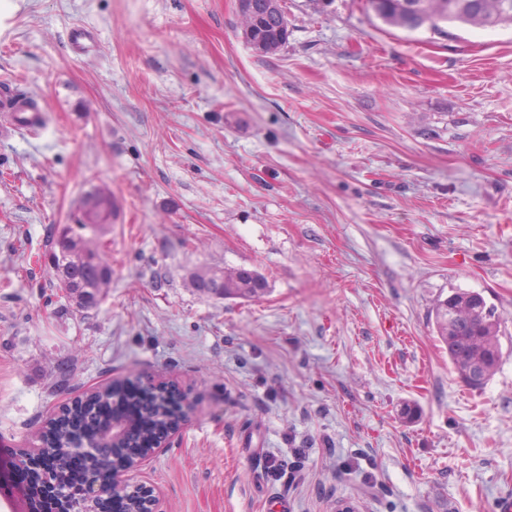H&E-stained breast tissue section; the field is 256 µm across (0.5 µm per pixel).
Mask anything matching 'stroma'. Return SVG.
<instances>
[{"label": "stroma", "mask_w": 512, "mask_h": 512, "mask_svg": "<svg viewBox=\"0 0 512 512\" xmlns=\"http://www.w3.org/2000/svg\"><path fill=\"white\" fill-rule=\"evenodd\" d=\"M11 2L0 82L49 119L0 138V470L51 412L160 375L195 404L130 475L165 512H496L512 494V25L441 35L366 0H286L288 41L260 56L237 0ZM94 187L120 214L112 284L80 311L43 255ZM231 267L267 293L192 288ZM454 289L502 318L480 389L427 318Z\"/></svg>", "instance_id": "obj_1"}]
</instances>
